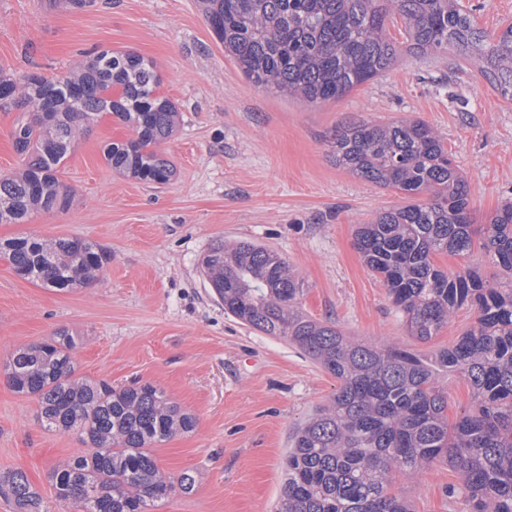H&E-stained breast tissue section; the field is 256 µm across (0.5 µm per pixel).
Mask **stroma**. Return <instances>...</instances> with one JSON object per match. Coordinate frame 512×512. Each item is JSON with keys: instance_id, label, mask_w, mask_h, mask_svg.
I'll list each match as a JSON object with an SVG mask.
<instances>
[{"instance_id": "obj_1", "label": "stroma", "mask_w": 512, "mask_h": 512, "mask_svg": "<svg viewBox=\"0 0 512 512\" xmlns=\"http://www.w3.org/2000/svg\"><path fill=\"white\" fill-rule=\"evenodd\" d=\"M152 60L159 92L179 112L160 150L174 167L164 184L113 171L106 144L128 127L102 114L59 175L69 210L0 224V240L78 237L112 255L99 281L58 291L18 277L0 255V365L16 348L72 331L79 376L115 387L150 382L197 419L157 444L168 476L193 473L191 494L150 512H275L296 427L336 391V379L288 341L225 315L200 261L219 241L281 254L303 282L302 308L358 340H387L424 355L451 346L475 321L458 309L431 341L410 336L381 279L355 248L358 224L402 204L401 194L336 166L330 138L345 121L409 116L440 133L486 221L512 198V102L455 52L415 56L345 97L317 107L248 82L224 54L196 0H98L88 10L48 0H0V67L62 75L93 49ZM47 429L35 398L0 368V473H27L42 512H67L49 475L83 452ZM436 464L396 487L413 512H460Z\"/></svg>"}]
</instances>
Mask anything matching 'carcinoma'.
I'll return each mask as SVG.
<instances>
[{"mask_svg": "<svg viewBox=\"0 0 512 512\" xmlns=\"http://www.w3.org/2000/svg\"><path fill=\"white\" fill-rule=\"evenodd\" d=\"M216 39L254 85L321 106L390 69L399 48L388 24L401 23L406 51L452 48L491 88L512 101V22L487 35L460 0H197ZM153 63L101 49L55 77L0 70V112L23 113L12 130L23 168L0 175V224L66 210L59 178L74 143L110 111L133 131L104 149L115 171L150 183L173 168L156 147L174 131L178 111L159 96ZM336 166L392 189L408 202L360 225L355 246L379 275L409 335L428 342L469 304L475 323L450 347L426 357L396 343L364 342L308 317L301 282L276 252L252 242L217 243L201 266L224 313L288 341L336 378V393L293 437L284 462L279 512H411L393 490L396 475L445 462L457 474L448 498L463 512H512V287L479 268L448 273L440 253L478 248L512 283V200L476 223L470 185L444 139L421 120H352L329 141ZM21 278L57 290L92 284L111 254L85 239L22 237L0 242ZM74 336L57 330L14 350L5 362L12 389L36 397L50 430L89 448L56 468L59 500L73 512H147L170 495L191 493L195 476H166L152 447L196 418L151 383L116 389L76 375ZM464 379L475 406L448 423L444 374ZM0 496L15 512H41L21 470L0 474Z\"/></svg>", "mask_w": 512, "mask_h": 512, "instance_id": "cac0c4a2", "label": "carcinoma"}]
</instances>
